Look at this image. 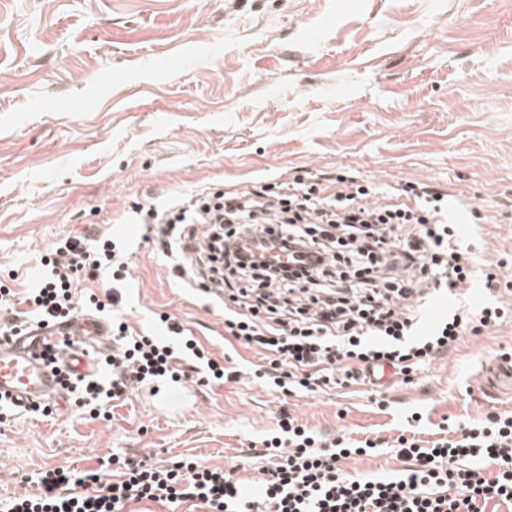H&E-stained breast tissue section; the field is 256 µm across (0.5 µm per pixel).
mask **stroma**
Wrapping results in <instances>:
<instances>
[{
	"mask_svg": "<svg viewBox=\"0 0 512 512\" xmlns=\"http://www.w3.org/2000/svg\"><path fill=\"white\" fill-rule=\"evenodd\" d=\"M343 167L464 199L477 267L512 279V0H0V276L15 291L61 239L111 234L135 207ZM162 230L116 237L128 324L156 333L167 312L213 357L259 364L225 337L221 303L173 280ZM510 345L512 321L463 337L383 408L362 386L290 398L224 383L181 412L179 385L162 381L113 401L108 420L16 410L0 423V498L113 454L232 466L252 485L267 461L237 462L284 409L358 440L394 438L416 411L432 441L443 418L512 411V378L490 361Z\"/></svg>",
	"mask_w": 512,
	"mask_h": 512,
	"instance_id": "1",
	"label": "stroma"
}]
</instances>
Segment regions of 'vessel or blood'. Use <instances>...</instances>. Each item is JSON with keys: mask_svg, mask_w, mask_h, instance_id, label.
Instances as JSON below:
<instances>
[{"mask_svg": "<svg viewBox=\"0 0 512 512\" xmlns=\"http://www.w3.org/2000/svg\"><path fill=\"white\" fill-rule=\"evenodd\" d=\"M63 335L74 342L61 354L65 368L80 376L98 374L100 366L94 352L100 344L111 343L110 327L104 320L81 314L66 323L0 342V396L22 410L40 402H62L64 393L58 378L42 363L41 354Z\"/></svg>", "mask_w": 512, "mask_h": 512, "instance_id": "1", "label": "vessel or blood"}]
</instances>
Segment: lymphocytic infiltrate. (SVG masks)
Returning <instances> with one entry per match:
<instances>
[{"label": "lymphocytic infiltrate", "mask_w": 512, "mask_h": 512, "mask_svg": "<svg viewBox=\"0 0 512 512\" xmlns=\"http://www.w3.org/2000/svg\"><path fill=\"white\" fill-rule=\"evenodd\" d=\"M377 194L354 172L307 170L279 185L203 190L136 214L139 223L163 225L157 246L177 276L223 299L225 335L264 354L251 378L291 397L348 386L386 365L411 383L464 336L512 316L499 300L500 279L487 271L484 307L448 311L420 330L415 301L457 293L471 281L473 261L445 218L447 193L409 182L384 201ZM126 258L112 238H66L43 257L25 296L0 284V339L90 307L104 313L112 322V352L101 358L108 376L65 384L74 405L95 419L142 385L181 382L186 358L197 365L198 384L239 380L240 370L213 358L171 315H161L162 333L133 331L120 308ZM104 274L112 277V293L102 299L83 292V282ZM260 445L270 466L255 486L197 461L163 467L111 455L93 470L41 472L34 493L0 498V512H126L142 500L169 512L188 501L202 512H483L492 501L512 508L508 411L451 423L447 436L427 447L398 435L393 450L403 467L386 479L354 477L344 468L383 440L325 437L285 410Z\"/></svg>", "instance_id": "1"}]
</instances>
